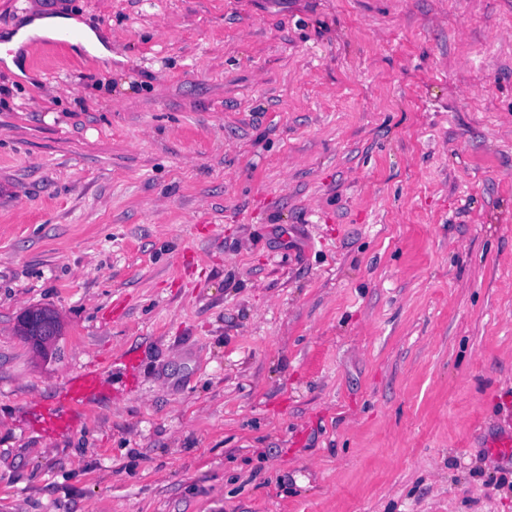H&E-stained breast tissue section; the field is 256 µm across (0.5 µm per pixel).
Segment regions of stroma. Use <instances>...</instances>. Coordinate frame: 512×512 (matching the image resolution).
I'll list each match as a JSON object with an SVG mask.
<instances>
[{
	"label": "stroma",
	"mask_w": 512,
	"mask_h": 512,
	"mask_svg": "<svg viewBox=\"0 0 512 512\" xmlns=\"http://www.w3.org/2000/svg\"><path fill=\"white\" fill-rule=\"evenodd\" d=\"M52 15L112 58L0 61V512H512V0ZM36 315L33 310H27L21 316L22 324L19 323L18 326L22 328L24 331L29 332L33 331L34 335L27 334L29 337L30 346L38 352H45L49 350L56 342L57 336L54 334H40L36 331L34 326ZM103 366H89L71 377L61 392L60 398L66 404L65 416L49 418L54 431L63 432L72 427L79 413L84 412L94 400L103 394Z\"/></svg>",
	"instance_id": "35a3bbf8"
}]
</instances>
